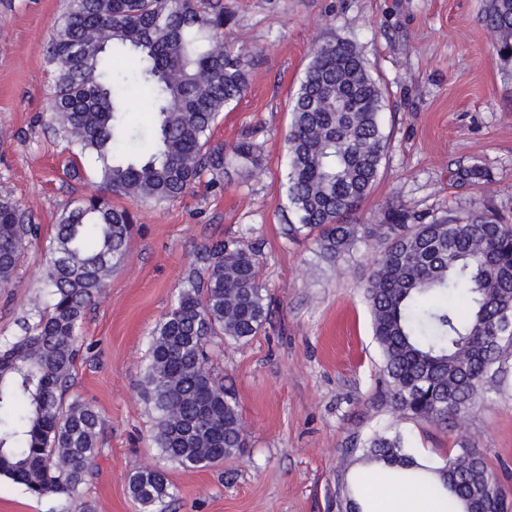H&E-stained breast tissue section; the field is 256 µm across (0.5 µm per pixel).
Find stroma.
Listing matches in <instances>:
<instances>
[{
    "label": "stroma",
    "instance_id": "35a3bbf8",
    "mask_svg": "<svg viewBox=\"0 0 512 512\" xmlns=\"http://www.w3.org/2000/svg\"><path fill=\"white\" fill-rule=\"evenodd\" d=\"M224 48L244 59L247 87L210 133L211 145L257 144L251 173H203L181 199L133 204L134 232L80 329L69 398L98 410L103 456L80 494L95 512H139L128 477L150 465L175 489L166 512H344L362 469L354 436L401 432L416 456L441 461L459 441L477 448L512 494V355L500 386L448 429L397 420L377 405L381 362L364 298L375 251L359 246L339 264L316 255L313 236L289 237L284 140L290 97L320 41L362 54L384 93L386 148L378 181L352 215L376 223L389 202L410 210L512 216V59L498 56L482 22L488 0H222ZM66 0H0V198L27 208L43 236L97 191L90 159L73 160L49 120L53 67L47 46ZM488 173L461 187L458 165ZM246 235L261 250L270 321L245 343H224L211 366L244 424L241 456L186 470L156 448V414L141 391L155 325L207 242ZM42 244L23 254L16 285L0 288V341L48 303ZM64 497L30 496L0 479V512H64Z\"/></svg>",
    "mask_w": 512,
    "mask_h": 512
}]
</instances>
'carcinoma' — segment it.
Segmentation results:
<instances>
[{
    "label": "carcinoma",
    "instance_id": "1",
    "mask_svg": "<svg viewBox=\"0 0 512 512\" xmlns=\"http://www.w3.org/2000/svg\"><path fill=\"white\" fill-rule=\"evenodd\" d=\"M484 25L512 58V0H490ZM218 0H69L53 34L51 119L73 155L98 163L100 193L64 213L45 241L50 305L0 342V476L32 497L59 495L73 512L79 486L101 455V419L79 399L64 402L87 308L124 256L135 204L183 196L206 170L222 175L258 163L246 139L227 153L209 145L225 108L246 90L243 60L224 52ZM135 89L152 114L147 132L127 125ZM383 92L350 43L316 45L291 97L286 196L288 234H316L336 262L376 241L365 283L379 347L378 397L398 417L448 427L476 408L512 350V225L493 209L431 215L386 205L376 224H348L372 190L386 141ZM455 181L486 180L478 165ZM28 210L0 199V287L15 283L26 247L40 239ZM270 305L256 251L239 238L204 245L182 276L176 302L151 333L143 391L157 413L156 447L185 469L231 459L244 448L236 402L209 367L218 341L246 342ZM362 460L400 484L420 486L448 512H512V498L477 449L464 441L440 462L417 458L403 436L374 435ZM141 512H163L175 493L164 473L129 476Z\"/></svg>",
    "mask_w": 512,
    "mask_h": 512
}]
</instances>
